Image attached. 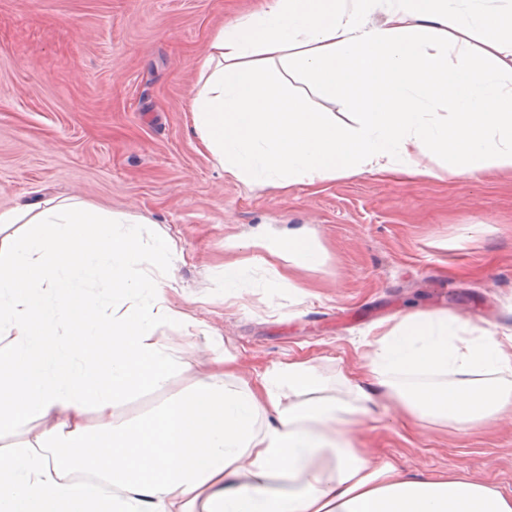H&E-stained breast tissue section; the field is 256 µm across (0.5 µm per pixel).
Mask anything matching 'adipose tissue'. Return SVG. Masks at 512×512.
<instances>
[{"instance_id": "ef3b65f1", "label": "adipose tissue", "mask_w": 512, "mask_h": 512, "mask_svg": "<svg viewBox=\"0 0 512 512\" xmlns=\"http://www.w3.org/2000/svg\"><path fill=\"white\" fill-rule=\"evenodd\" d=\"M383 11L381 24L369 17ZM466 63H448L449 50ZM298 75L343 100L348 124L288 94ZM193 129L228 176L286 187L354 170L432 177L512 170V0H266L220 28L201 64ZM70 198L0 212V512H512V495L455 473L408 475L356 447L380 398L472 426L512 410V334L407 314L369 341L346 397L320 395L306 361L240 387L202 382L119 426L114 410L166 389L181 363L165 324L192 325L150 269L173 247ZM250 247L308 268L312 235L265 224ZM455 375L445 383V375ZM395 375L418 376L400 387ZM87 470L92 483L71 475Z\"/></svg>"}]
</instances>
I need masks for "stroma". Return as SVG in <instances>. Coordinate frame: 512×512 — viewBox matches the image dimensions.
Returning a JSON list of instances; mask_svg holds the SVG:
<instances>
[{
  "label": "stroma",
  "mask_w": 512,
  "mask_h": 512,
  "mask_svg": "<svg viewBox=\"0 0 512 512\" xmlns=\"http://www.w3.org/2000/svg\"><path fill=\"white\" fill-rule=\"evenodd\" d=\"M260 0H0V211L73 198L143 219L175 241L163 277L195 326L164 325L192 388L222 351L254 381L304 360L328 386L366 340L408 312L512 331V171L391 181L369 172L284 190L247 186L201 152L191 121L215 32ZM263 224L307 229L314 269L247 247ZM241 263L239 296L224 266ZM358 443L405 472L452 471L512 494V414L458 429L393 407Z\"/></svg>",
  "instance_id": "stroma-1"
}]
</instances>
